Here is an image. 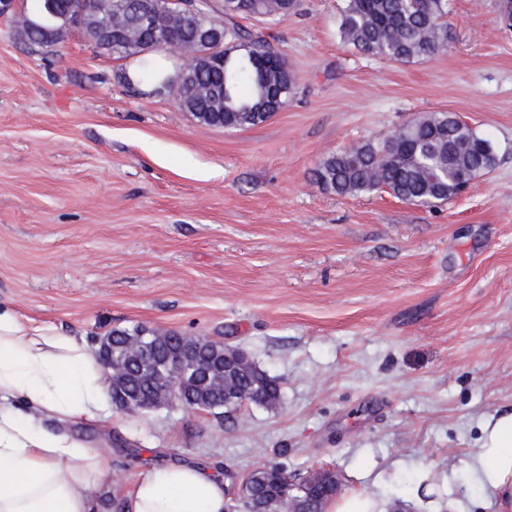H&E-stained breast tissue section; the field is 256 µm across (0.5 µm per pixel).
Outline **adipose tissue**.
Segmentation results:
<instances>
[{
    "label": "adipose tissue",
    "instance_id": "1",
    "mask_svg": "<svg viewBox=\"0 0 512 512\" xmlns=\"http://www.w3.org/2000/svg\"><path fill=\"white\" fill-rule=\"evenodd\" d=\"M108 402L109 372L83 343L0 307V512H97L111 459L63 426L104 418ZM47 419L59 430L45 428ZM471 472L501 512H512V412L483 424ZM124 509L224 512V482L201 467L151 466L136 475Z\"/></svg>",
    "mask_w": 512,
    "mask_h": 512
}]
</instances>
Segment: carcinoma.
Segmentation results:
<instances>
[{
    "instance_id": "carcinoma-1",
    "label": "carcinoma",
    "mask_w": 512,
    "mask_h": 512,
    "mask_svg": "<svg viewBox=\"0 0 512 512\" xmlns=\"http://www.w3.org/2000/svg\"><path fill=\"white\" fill-rule=\"evenodd\" d=\"M137 0H84L81 6L99 23L123 31L126 45L98 43L96 48L118 59L141 56V77L154 89L171 84L165 61L154 55V32L134 21ZM164 50L177 55L190 75L176 87V103L193 111L224 112L228 128L256 126L288 102L295 76L288 59L261 32L242 27L236 18L273 21L297 10L298 0H224V21L201 2L196 15L170 10L160 0ZM448 0H345L340 32L364 54L409 62L434 56L448 47ZM220 25L224 31V70L198 64L200 48L189 37L194 27ZM491 140L447 112H432L401 126L389 138L368 141L325 157L316 170L317 182L343 196L384 190L397 199L432 206L456 196L461 186L492 169L496 156ZM234 384L246 395L261 394L265 406L280 400L278 383L254 366L240 372ZM155 385L134 379L112 387V401L129 397L147 402ZM250 508H276L284 494L278 469L263 466L246 477Z\"/></svg>"
}]
</instances>
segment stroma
Returning a JSON list of instances; mask_svg holds the SVG:
<instances>
[{"mask_svg":"<svg viewBox=\"0 0 512 512\" xmlns=\"http://www.w3.org/2000/svg\"><path fill=\"white\" fill-rule=\"evenodd\" d=\"M343 0H301L263 31L297 81L243 129L198 122L172 91L140 95L138 60L77 31L32 50L31 6L0 18V305L93 345L144 326L246 351L277 408L228 420L109 407L67 431L112 459L102 512L136 473L197 464L238 489L266 464L329 466L391 512L420 465L463 512H498L469 472L484 419L512 407V29L497 0H448V48L398 63L340 35ZM453 112L494 169L427 207L339 196L329 154Z\"/></svg>","mask_w":512,"mask_h":512,"instance_id":"stroma-1","label":"stroma"}]
</instances>
